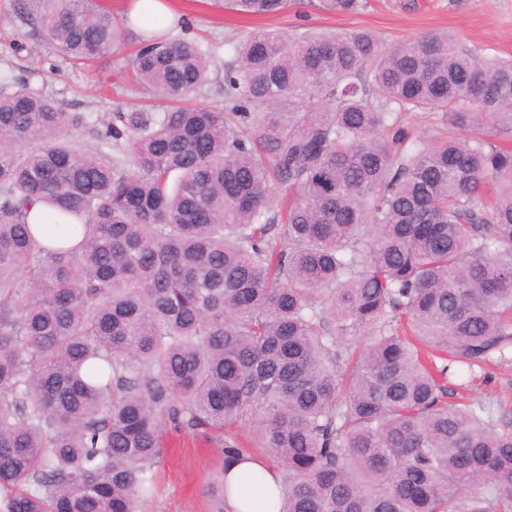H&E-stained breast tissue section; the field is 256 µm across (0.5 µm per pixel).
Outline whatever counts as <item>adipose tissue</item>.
Masks as SVG:
<instances>
[{
  "mask_svg": "<svg viewBox=\"0 0 512 512\" xmlns=\"http://www.w3.org/2000/svg\"><path fill=\"white\" fill-rule=\"evenodd\" d=\"M224 512H278L282 474L267 459L244 454L224 475Z\"/></svg>",
  "mask_w": 512,
  "mask_h": 512,
  "instance_id": "adipose-tissue-1",
  "label": "adipose tissue"
}]
</instances>
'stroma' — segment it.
<instances>
[{
    "label": "stroma",
    "mask_w": 512,
    "mask_h": 512,
    "mask_svg": "<svg viewBox=\"0 0 512 512\" xmlns=\"http://www.w3.org/2000/svg\"><path fill=\"white\" fill-rule=\"evenodd\" d=\"M318 0H292L288 10L272 17L253 18L227 8L224 0H169L178 16L189 23L161 19L160 32L169 39H202L218 49L210 81L197 105L214 107L224 98V63L243 33L275 30L293 38L305 31L336 28L373 31L384 46L411 44L425 33L451 34L481 56L512 59V0H368L356 14L334 15L317 9ZM27 0H0V71L18 77L35 76L37 83L69 112L105 115L136 112L153 104L152 91L132 83L129 59L138 47V32L126 29L112 50L79 72L57 60L52 49L30 35L20 17ZM465 384L466 396L482 400L501 422L512 421V359L492 360L471 370L452 371ZM223 458L211 433L169 430L164 454L156 467L155 492L144 512H218L209 490L211 476Z\"/></svg>",
    "instance_id": "1"
}]
</instances>
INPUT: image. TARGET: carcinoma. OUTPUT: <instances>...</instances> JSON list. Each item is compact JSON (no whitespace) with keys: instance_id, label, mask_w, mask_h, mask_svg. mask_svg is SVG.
<instances>
[{"instance_id":"1","label":"carcinoma","mask_w":512,"mask_h":512,"mask_svg":"<svg viewBox=\"0 0 512 512\" xmlns=\"http://www.w3.org/2000/svg\"><path fill=\"white\" fill-rule=\"evenodd\" d=\"M26 15L79 66L128 25L101 0ZM213 65L147 29L132 68L164 105L95 119L0 78L6 512H140L166 428L250 419L279 512H512V429L448 383L512 346V60L253 31L224 107L189 103Z\"/></svg>"}]
</instances>
